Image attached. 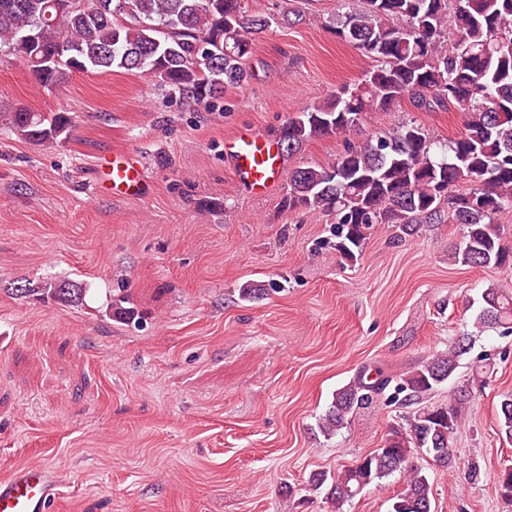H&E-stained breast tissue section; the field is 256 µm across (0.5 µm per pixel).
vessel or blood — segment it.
I'll list each match as a JSON object with an SVG mask.
<instances>
[{"label": "vessel or blood", "instance_id": "obj_1", "mask_svg": "<svg viewBox=\"0 0 512 512\" xmlns=\"http://www.w3.org/2000/svg\"><path fill=\"white\" fill-rule=\"evenodd\" d=\"M237 182L264 194L283 178L285 161L277 142L255 127L243 128L224 142ZM96 190L115 196L142 199L152 186L132 152L115 151L102 157L95 168ZM59 495L57 472L48 466L24 465L0 478V512H45Z\"/></svg>", "mask_w": 512, "mask_h": 512}]
</instances>
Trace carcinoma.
Here are the masks:
<instances>
[{"mask_svg": "<svg viewBox=\"0 0 512 512\" xmlns=\"http://www.w3.org/2000/svg\"><path fill=\"white\" fill-rule=\"evenodd\" d=\"M242 0H0V52L23 62L36 80L58 85L89 69L136 71L190 106L209 104L244 87L253 35L272 18L243 15ZM338 16L336 36L369 54L376 65L325 105L306 107L282 127L280 150L299 152L312 138L345 134L363 114L389 109L404 97L426 111L463 115L457 136L442 144L421 127L403 123L365 143L350 145L328 165L294 169L284 199L290 210L336 215V250L353 261L376 224L411 236L438 218L463 227L451 258L472 268H512V251L498 234V217L512 212V0H358ZM21 140L53 144L74 126L66 112L44 115L27 108L1 112ZM15 295L73 305L85 289L72 281L26 283ZM475 317L478 329H512V291L488 288ZM471 338L433 354L400 381L382 371L359 375L336 390L318 425L326 436L393 388L390 398L412 405L447 382ZM467 395L446 406H424L391 428L382 447L330 480L339 505L399 473L405 487L391 512H434L432 491L411 457L424 452L446 467L464 422ZM498 428L512 442V393L502 395ZM495 493L512 502V469L503 468Z\"/></svg>", "mask_w": 512, "mask_h": 512, "instance_id": "1", "label": "carcinoma"}]
</instances>
